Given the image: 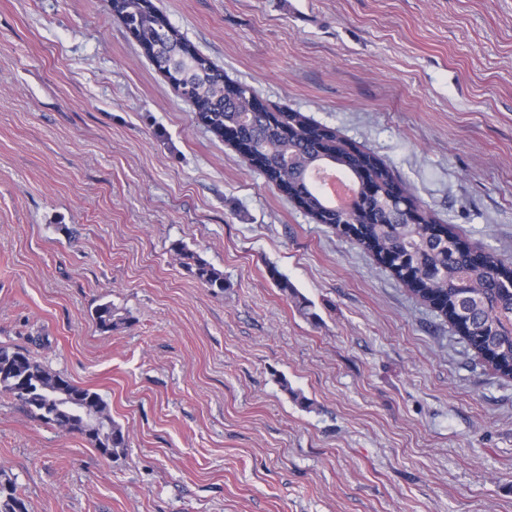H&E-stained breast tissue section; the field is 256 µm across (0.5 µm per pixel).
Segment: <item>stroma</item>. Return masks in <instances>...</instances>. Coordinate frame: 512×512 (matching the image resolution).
<instances>
[{"instance_id": "obj_1", "label": "stroma", "mask_w": 512, "mask_h": 512, "mask_svg": "<svg viewBox=\"0 0 512 512\" xmlns=\"http://www.w3.org/2000/svg\"><path fill=\"white\" fill-rule=\"evenodd\" d=\"M152 2L512 258V0ZM0 345L128 437L105 456L0 395L28 512H512V379L199 124L105 0H0ZM189 258L193 259V264H188V269L191 270L199 281L208 288H216L218 291H223L224 274L222 272L198 257L194 258L192 255H189Z\"/></svg>"}]
</instances>
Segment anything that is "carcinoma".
I'll list each match as a JSON object with an SVG mask.
<instances>
[{
	"label": "carcinoma",
	"instance_id": "cac0c4a2",
	"mask_svg": "<svg viewBox=\"0 0 512 512\" xmlns=\"http://www.w3.org/2000/svg\"><path fill=\"white\" fill-rule=\"evenodd\" d=\"M111 2L144 54L176 81L199 122L217 137L234 134L252 167L295 199L317 223L336 228L358 223V244L389 266L410 270L412 278L404 281L409 290L464 331L469 346L489 368L512 378L511 263L492 249H455L456 234L449 224L404 220L402 203L414 206L416 200L410 195L397 200L399 186L373 155L347 146L326 127L309 124L299 112L247 114L252 97L248 87L225 80L224 72L175 28L160 31L157 17L144 11L142 0ZM322 165L361 182L363 201L358 209L330 207L309 184V171ZM188 269L207 287L224 291V274L210 264L196 257ZM95 316L103 331L125 323L110 304L99 306ZM0 394L12 396L30 413L63 429L84 409L95 408L109 423L111 435L105 438L90 426L94 446L107 456L128 447V436L112 420L98 393L50 371L26 349L0 347ZM0 512H28L10 480L0 482Z\"/></svg>",
	"mask_w": 512,
	"mask_h": 512
}]
</instances>
